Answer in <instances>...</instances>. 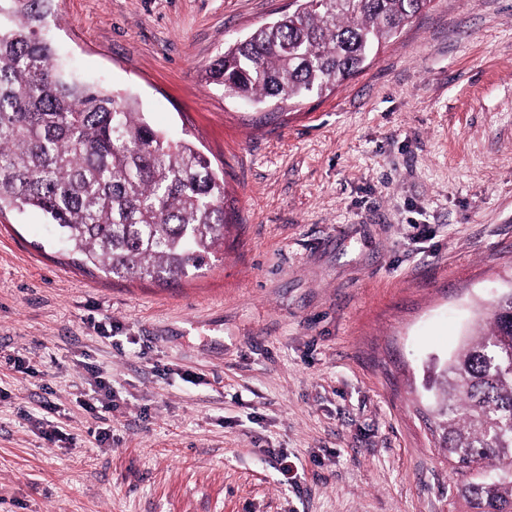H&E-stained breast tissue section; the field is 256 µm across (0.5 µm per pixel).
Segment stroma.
<instances>
[{
    "instance_id": "obj_1",
    "label": "stroma",
    "mask_w": 512,
    "mask_h": 512,
    "mask_svg": "<svg viewBox=\"0 0 512 512\" xmlns=\"http://www.w3.org/2000/svg\"><path fill=\"white\" fill-rule=\"evenodd\" d=\"M288 2L55 0L68 70L223 171L224 246L118 280L0 211V512H464L427 383L512 289V0H433L320 96L208 86Z\"/></svg>"
}]
</instances>
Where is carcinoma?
<instances>
[{
	"label": "carcinoma",
	"mask_w": 512,
	"mask_h": 512,
	"mask_svg": "<svg viewBox=\"0 0 512 512\" xmlns=\"http://www.w3.org/2000/svg\"><path fill=\"white\" fill-rule=\"evenodd\" d=\"M53 0H0V211L41 212L107 277L175 282L224 244V177L193 144L154 129L136 102L56 60ZM432 0H294L209 64L206 83L249 102L339 85ZM438 445L471 512H512V295L435 371Z\"/></svg>",
	"instance_id": "1"
}]
</instances>
